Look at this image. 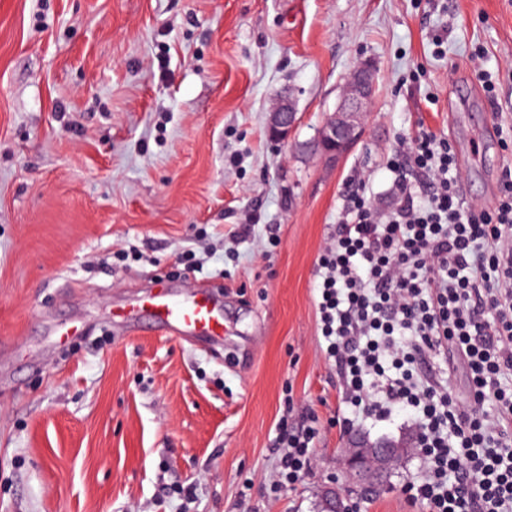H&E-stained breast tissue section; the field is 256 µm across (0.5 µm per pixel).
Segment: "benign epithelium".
Wrapping results in <instances>:
<instances>
[{
	"label": "benign epithelium",
	"instance_id": "7a95c632",
	"mask_svg": "<svg viewBox=\"0 0 512 512\" xmlns=\"http://www.w3.org/2000/svg\"><path fill=\"white\" fill-rule=\"evenodd\" d=\"M373 81L372 66L368 63L355 70L348 79L336 110L327 116L319 129L317 148L327 159L334 162L341 159L363 137L365 122L371 112ZM298 120V112L291 100L278 101L270 111L268 136L275 141L287 140ZM409 452L410 448L404 443L350 438L345 447L337 451L341 484L323 491L320 512H348L344 503L346 493L381 489L383 477Z\"/></svg>",
	"mask_w": 512,
	"mask_h": 512
}]
</instances>
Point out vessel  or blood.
I'll list each match as a JSON object with an SVG mask.
<instances>
[{
  "label": "vessel or blood",
  "instance_id": "obj_1",
  "mask_svg": "<svg viewBox=\"0 0 512 512\" xmlns=\"http://www.w3.org/2000/svg\"><path fill=\"white\" fill-rule=\"evenodd\" d=\"M148 314L170 331L219 339L224 334V312L204 289L184 299L173 298L165 289L147 296L128 313L129 318Z\"/></svg>",
  "mask_w": 512,
  "mask_h": 512
}]
</instances>
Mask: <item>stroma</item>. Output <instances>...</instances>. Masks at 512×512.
Returning <instances> with one entry per match:
<instances>
[{
    "mask_svg": "<svg viewBox=\"0 0 512 512\" xmlns=\"http://www.w3.org/2000/svg\"><path fill=\"white\" fill-rule=\"evenodd\" d=\"M365 62L373 111L333 163L318 130ZM430 132L494 202L512 0H0V512H319L348 434L412 442L403 416L335 426L316 285L352 178L391 210L389 162ZM158 282L209 289L223 337L113 321ZM288 397L321 436L275 494ZM424 472L411 451L359 512H429L401 492ZM299 117L293 102L279 100L270 111L267 133L275 141H285L298 123Z\"/></svg>",
    "mask_w": 512,
    "mask_h": 512,
    "instance_id": "obj_1",
    "label": "stroma"
}]
</instances>
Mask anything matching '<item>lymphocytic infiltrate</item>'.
<instances>
[{
  "instance_id": "f902f5d3",
  "label": "lymphocytic infiltrate",
  "mask_w": 512,
  "mask_h": 512,
  "mask_svg": "<svg viewBox=\"0 0 512 512\" xmlns=\"http://www.w3.org/2000/svg\"><path fill=\"white\" fill-rule=\"evenodd\" d=\"M414 170L424 177L416 186ZM391 171L395 210H374L357 179L320 256L325 353L356 416L410 411L427 474L404 487L409 502L431 512H512V169L489 209L465 204L456 158L434 135ZM434 351L466 370L470 404L431 383L424 365ZM319 436L317 419L280 422L272 488L309 473Z\"/></svg>"
}]
</instances>
